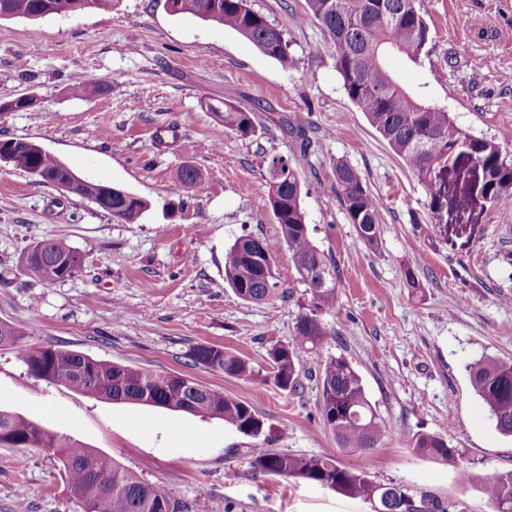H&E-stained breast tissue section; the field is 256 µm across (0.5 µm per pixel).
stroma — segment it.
Masks as SVG:
<instances>
[{
	"label": "stroma",
	"mask_w": 512,
	"mask_h": 512,
	"mask_svg": "<svg viewBox=\"0 0 512 512\" xmlns=\"http://www.w3.org/2000/svg\"><path fill=\"white\" fill-rule=\"evenodd\" d=\"M284 25L294 57L282 68L235 31L168 13L164 0L40 19L0 18V140L34 142L87 179L146 198L126 224L88 200L0 167V322L28 344L69 349L152 373H173L249 403L263 423L242 435L222 420L96 400L33 377L0 349V408L67 434L166 488L180 512H374L371 503L301 480L253 474L246 449L288 454L334 449L339 465L394 483L413 497L493 512L484 479L512 471V437L498 432L466 367L512 361V210L476 201L435 219L427 191L350 101L334 50L306 0H249ZM432 41L413 64L390 69L410 90L444 106L468 133L512 159V0H423ZM108 83L83 97L73 76ZM253 111L256 132H220L225 100ZM313 145L301 153L289 125ZM165 128V145L154 133ZM295 166L314 245L331 266L336 308L322 346L304 353L303 390L265 382L271 344L291 343L307 299L267 204L268 161ZM344 160L382 201L378 243L360 242L336 189ZM201 179L183 186L184 166ZM268 246L284 298L249 302L224 279V254L244 235ZM64 237L84 258L58 282L21 272L33 243ZM414 282H407L406 272ZM214 345L249 361L237 379L189 352ZM346 357L388 427L369 452L338 447L321 414L319 369ZM419 431L459 449L453 470L408 446ZM0 512H81L53 453L0 445Z\"/></svg>",
	"instance_id": "35a3bbf8"
}]
</instances>
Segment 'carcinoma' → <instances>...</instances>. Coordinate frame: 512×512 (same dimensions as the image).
<instances>
[{
    "label": "carcinoma",
    "instance_id": "carcinoma-1",
    "mask_svg": "<svg viewBox=\"0 0 512 512\" xmlns=\"http://www.w3.org/2000/svg\"><path fill=\"white\" fill-rule=\"evenodd\" d=\"M109 2L0 0V14L38 19L58 15L74 5L82 11L101 8ZM174 4V14L223 25L248 39L283 68L293 66L283 26L251 9L247 0H174ZM308 4L334 47L336 68L347 96L426 188L432 214H437L447 191L440 172L449 160L457 162L463 157L488 172L489 179L481 185V193L489 196L490 205L500 208L512 203V160L502 156L499 144L458 127L445 108L406 89L386 66L387 58L393 54L419 63L431 40L420 0H308ZM253 115L250 110L224 102V130L243 138L252 135ZM22 156L20 169H39L50 184L69 179V167L53 154L23 146ZM269 173L267 202L310 294L309 305L296 319L292 343L276 344L269 351L273 384L283 391L295 392L301 387L297 371L301 354L320 347L327 336L323 315L336 307V281L310 239L302 208L303 189L295 169L284 157L274 156L269 160ZM333 175L359 239L366 246H374L380 232V199L370 192L362 173L354 166L339 161ZM99 208L132 224L150 208V202L142 197L127 201L114 195ZM268 256L266 243L252 235L237 238L225 252V280L240 299L263 302L277 294L278 282ZM82 269V255L64 238L35 244L22 260L26 276L47 282L73 278ZM2 348L17 352L28 371L50 385H63L116 404H141L218 418L247 436L257 437L262 432L263 424L248 403L211 389L196 394L195 381L188 385L175 380L172 374L147 373L73 350L34 347L4 324H0ZM188 358L228 376H254L247 361L218 346H198ZM469 377L496 429L504 436H512V363L483 357L469 366ZM319 385L324 424L341 447L365 451L388 431L367 396L360 374L345 357L331 356L325 361ZM3 443L53 452L65 468L72 495L86 500L87 512H167L172 503L164 487L146 481L111 457L34 420L0 409V444ZM411 444L416 452L451 468L463 465L459 450L448 447L437 434L418 432ZM248 456L255 474L292 477L368 502L381 492L388 499L390 512H463L458 502L447 504L430 496L416 501L400 485L379 484L364 471L338 465L331 452L292 455L250 448ZM482 487L489 502L497 505V512H512V471L485 479Z\"/></svg>",
    "mask_w": 512,
    "mask_h": 512
}]
</instances>
